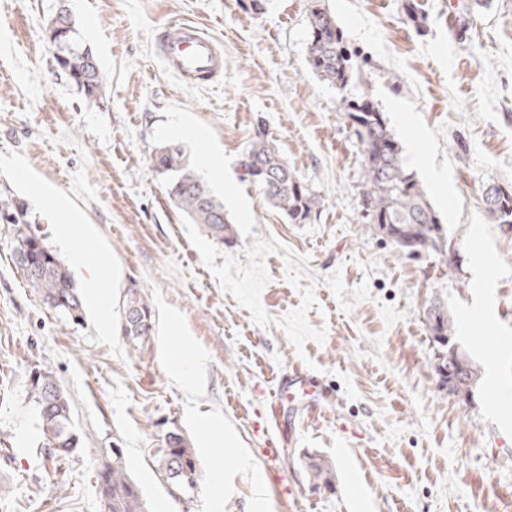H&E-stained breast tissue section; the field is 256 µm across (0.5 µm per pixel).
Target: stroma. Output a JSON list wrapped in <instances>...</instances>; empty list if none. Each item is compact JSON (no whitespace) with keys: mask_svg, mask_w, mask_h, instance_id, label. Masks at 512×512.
<instances>
[{"mask_svg":"<svg viewBox=\"0 0 512 512\" xmlns=\"http://www.w3.org/2000/svg\"><path fill=\"white\" fill-rule=\"evenodd\" d=\"M316 2L361 57L342 89L307 62ZM419 2L421 27L407 0H0V199L67 257L83 313L72 323L28 288L0 216V512H105L96 470L115 446L149 512H512V228L482 202L487 184L512 187V0ZM62 5L97 61L100 97L49 47ZM182 21L223 43L220 84L185 85L166 69L158 46ZM363 97L399 141L454 264L406 257L361 223L362 156L344 108ZM259 128L320 198L310 223H289L245 178ZM166 140L197 172L220 159L224 178L208 185L232 242L170 201L152 169ZM87 225L96 237L74 252L67 240ZM98 276L112 283L106 334L88 290ZM133 283L154 313L142 348L119 329ZM436 302L481 374L467 403L434 371L425 319ZM184 336L189 382L168 362ZM35 366L70 397L80 444L64 459L44 449ZM296 367L335 401L319 413L285 403L272 465L260 415L277 374ZM170 430L200 461L189 499L168 494L148 453ZM313 452L335 463L334 490L309 481Z\"/></svg>","mask_w":512,"mask_h":512,"instance_id":"35a3bbf8","label":"stroma"}]
</instances>
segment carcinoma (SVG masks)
Segmentation results:
<instances>
[{
	"instance_id": "obj_1",
	"label": "carcinoma",
	"mask_w": 512,
	"mask_h": 512,
	"mask_svg": "<svg viewBox=\"0 0 512 512\" xmlns=\"http://www.w3.org/2000/svg\"><path fill=\"white\" fill-rule=\"evenodd\" d=\"M65 29L58 42L50 45L58 66L89 98L102 92L100 71L91 51L82 46L78 29L70 13L59 9ZM309 40L307 61L322 80L337 87L347 86L356 66L349 55L341 29L334 17L320 5H313L308 17ZM350 119L360 152L363 156L360 186V223L373 224L406 256L415 257L435 251L448 263L454 254L442 225L425 192L403 166L402 148L383 113L368 100L351 102L344 109ZM154 170L165 176L171 201L184 211L195 224H200L217 243L234 238L232 225L224 214V204L209 185L189 166L183 146L168 142L156 148L152 158ZM245 175L256 183L268 201L281 210L293 224H307L318 213L320 201L296 172L280 157L267 134L258 129L250 142L243 161ZM274 174L265 182L259 172ZM484 209L495 224L512 225V188L493 197L482 196ZM16 262L27 286L42 301L71 321L82 319L81 302L70 276L67 261L46 247L42 239L27 233L22 226L14 232ZM123 335L133 344L151 336L153 311L140 289H127L123 300ZM426 328L436 342L448 350L436 355L434 368L448 383V392L469 396L477 387L479 372L469 356L450 344L454 323L448 311L439 303L427 311ZM30 388L39 410L45 447L57 456H69L78 447L79 438L71 419L70 401L52 373L35 365L30 370ZM157 472L168 490L187 494L198 485L199 461L194 448L183 435L164 436L157 447L150 449ZM304 465L317 487L335 485L333 461L319 454L306 456ZM99 494L107 512H148L146 502L136 483L130 478L121 448L112 449V459L97 471Z\"/></svg>"
}]
</instances>
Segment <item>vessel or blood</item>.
I'll use <instances>...</instances> for the list:
<instances>
[{
    "label": "vessel or blood",
    "mask_w": 512,
    "mask_h": 512,
    "mask_svg": "<svg viewBox=\"0 0 512 512\" xmlns=\"http://www.w3.org/2000/svg\"><path fill=\"white\" fill-rule=\"evenodd\" d=\"M165 65L190 85L216 84L224 76V52L194 23H181L161 43Z\"/></svg>",
    "instance_id": "vessel-or-blood-1"
}]
</instances>
